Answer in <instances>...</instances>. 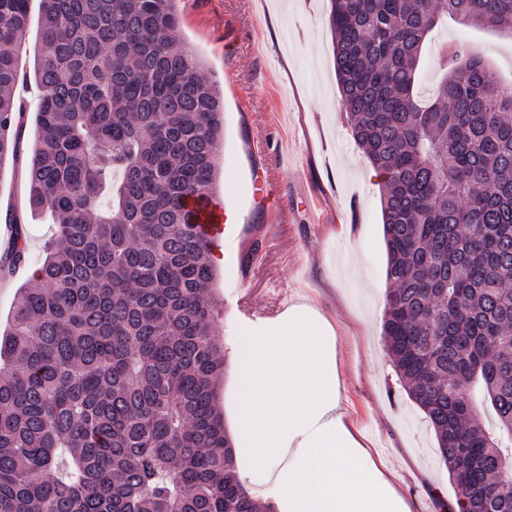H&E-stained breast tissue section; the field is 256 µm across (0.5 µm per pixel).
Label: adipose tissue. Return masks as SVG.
I'll return each mask as SVG.
<instances>
[{"instance_id":"ef3b65f1","label":"adipose tissue","mask_w":512,"mask_h":512,"mask_svg":"<svg viewBox=\"0 0 512 512\" xmlns=\"http://www.w3.org/2000/svg\"><path fill=\"white\" fill-rule=\"evenodd\" d=\"M235 357V448L288 512H407L344 423L334 331L312 307L247 332Z\"/></svg>"}]
</instances>
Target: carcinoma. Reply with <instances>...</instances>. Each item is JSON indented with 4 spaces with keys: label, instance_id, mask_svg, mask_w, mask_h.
Segmentation results:
<instances>
[{
    "label": "carcinoma",
    "instance_id": "carcinoma-1",
    "mask_svg": "<svg viewBox=\"0 0 512 512\" xmlns=\"http://www.w3.org/2000/svg\"><path fill=\"white\" fill-rule=\"evenodd\" d=\"M179 0H41L28 205L57 230L0 338V512H274L216 407L224 345L211 245L185 201L215 192L224 93L169 39ZM512 31V0H330L352 136L378 173L382 335L434 430L460 512H512V90L443 19ZM29 0H0V162ZM13 240L7 271L26 260ZM490 404L487 423L480 406Z\"/></svg>",
    "mask_w": 512,
    "mask_h": 512
}]
</instances>
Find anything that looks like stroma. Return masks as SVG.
<instances>
[{"label":"stroma","instance_id":"obj_1","mask_svg":"<svg viewBox=\"0 0 512 512\" xmlns=\"http://www.w3.org/2000/svg\"><path fill=\"white\" fill-rule=\"evenodd\" d=\"M328 0H181L172 37L191 43L205 74L223 78L234 68L238 82L224 88L225 136L216 182L222 200L234 202L240 221L264 242L262 272L242 281L237 256L212 247L216 267L211 301L215 329L232 355L245 326L228 304L233 286L246 283L253 308L277 319L287 305L305 303L333 326L344 387L342 409L352 435L370 460L409 503L411 512H439L438 493L451 491L433 430L400 388L382 337L388 285L382 236L380 184L363 158L340 107L327 27ZM448 43L477 51L512 87V32L456 22L436 28L419 64V86L430 91L441 72L437 53ZM14 96L25 108L18 160L0 162V225L18 214L27 243V264L0 280V330L16 294L40 267L43 244L54 233L48 214L31 213L26 167L35 141L39 88L21 72ZM284 122L293 158L269 162L284 212L254 208L251 183L266 163L251 148L252 129Z\"/></svg>","mask_w":512,"mask_h":512}]
</instances>
